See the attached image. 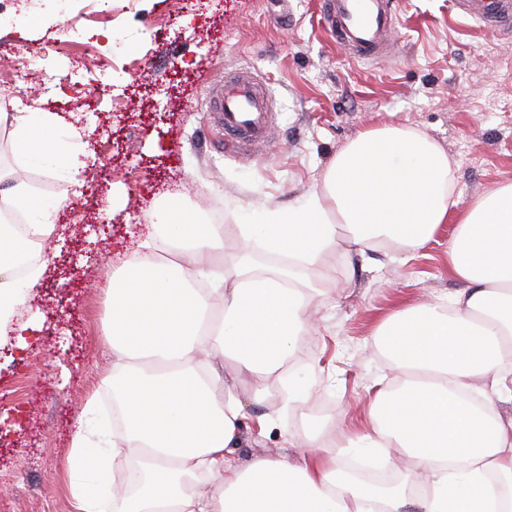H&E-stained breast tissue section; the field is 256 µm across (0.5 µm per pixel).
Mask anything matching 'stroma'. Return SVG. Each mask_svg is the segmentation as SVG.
Here are the masks:
<instances>
[{
    "mask_svg": "<svg viewBox=\"0 0 512 512\" xmlns=\"http://www.w3.org/2000/svg\"><path fill=\"white\" fill-rule=\"evenodd\" d=\"M394 57L355 61L325 32L320 0H0V112L61 113L83 127L78 172L19 166L0 127V170L43 182L60 200L56 231L27 313L45 330L25 356L0 354V512H69L58 464L86 398L107 397L112 351L103 342L110 278L138 251L154 204L187 213L211 205L225 223L284 207L311 192L336 151L361 130L412 125L448 152L462 202L512 182V30L455 15L449 0H400ZM112 75L101 92L94 76ZM251 69L275 100L267 141L249 160L225 152L208 112V87ZM444 225L416 254L352 253L315 268L326 290L317 330L290 368L311 396L285 404L264 383L269 435L245 452L299 458L295 440L335 419L361 418L368 388L388 372L373 333L400 302L446 298Z\"/></svg>",
    "mask_w": 512,
    "mask_h": 512,
    "instance_id": "35a3bbf8",
    "label": "stroma"
}]
</instances>
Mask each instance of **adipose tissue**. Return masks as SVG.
Returning <instances> with one entry per match:
<instances>
[{"label":"adipose tissue","instance_id":"1","mask_svg":"<svg viewBox=\"0 0 512 512\" xmlns=\"http://www.w3.org/2000/svg\"><path fill=\"white\" fill-rule=\"evenodd\" d=\"M2 123L13 128L22 165L51 174L70 162L62 140L81 137L53 112H1ZM455 186L453 161L426 133L367 128L309 194L235 225L246 256L231 273L213 262L226 226L155 207L154 235L112 274L104 328L125 445L95 446L105 430L97 396L87 398L61 464L71 512H512V416L497 410L512 404V182L465 204ZM0 205L26 224L20 234L0 226V337L24 351L37 327L23 309L43 269L21 281L7 269L32 240L53 235L60 203L14 179L0 185ZM449 222L448 267L461 287L444 302L406 303L378 325L397 378L370 395L365 429L307 434L295 462L242 459L243 430L263 435L272 425L249 409L263 401L267 378L279 379L286 402L309 396L286 369L322 294L307 271L336 251L371 264L385 240L419 251ZM161 245L191 254V266L153 259ZM259 249L287 265L255 271L247 256ZM244 376L252 379L245 391ZM339 448L374 449L385 468L404 459L405 476L388 487L358 482L338 465ZM130 460L139 485L104 497L110 472Z\"/></svg>","mask_w":512,"mask_h":512}]
</instances>
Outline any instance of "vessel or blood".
Here are the masks:
<instances>
[{
	"label": "vessel or blood",
	"instance_id": "1",
	"mask_svg": "<svg viewBox=\"0 0 512 512\" xmlns=\"http://www.w3.org/2000/svg\"><path fill=\"white\" fill-rule=\"evenodd\" d=\"M455 12L478 23L512 25V0H451ZM399 0H323L325 29L338 47L360 61L389 53ZM212 121L227 148L245 151L267 140L273 103L264 80L242 71L208 89Z\"/></svg>",
	"mask_w": 512,
	"mask_h": 512
}]
</instances>
